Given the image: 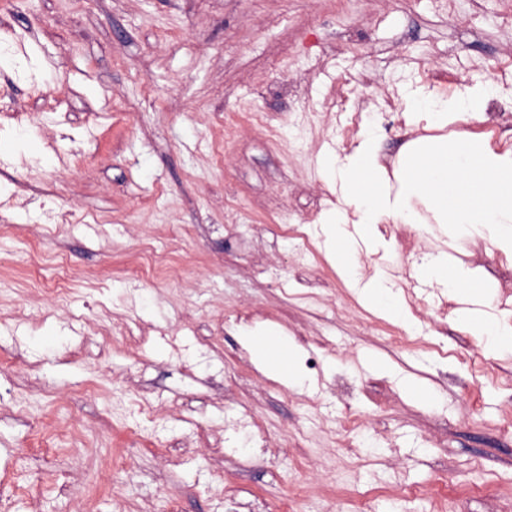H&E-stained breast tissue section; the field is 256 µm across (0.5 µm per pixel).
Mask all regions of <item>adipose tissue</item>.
<instances>
[{
    "label": "adipose tissue",
    "mask_w": 512,
    "mask_h": 512,
    "mask_svg": "<svg viewBox=\"0 0 512 512\" xmlns=\"http://www.w3.org/2000/svg\"><path fill=\"white\" fill-rule=\"evenodd\" d=\"M495 93L492 80L482 78L458 86L447 97L414 85L404 86L400 96L410 118L424 115L440 125L452 114L483 115ZM377 141L376 129L367 127L354 151L331 160L325 169L344 204L324 215L323 244L338 258L344 275H351L360 248L378 247V226L388 218L397 224H419L428 215L448 240L477 238L512 254V151L499 154L474 139H418L388 179L380 174ZM361 176L371 180V193L357 191ZM417 271L452 296L472 275L464 265L448 266L433 253L422 258ZM358 292L380 315L406 320L400 296L387 277L375 275Z\"/></svg>",
    "instance_id": "1"
}]
</instances>
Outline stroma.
Segmentation results:
<instances>
[{
	"label": "stroma",
	"instance_id": "stroma-1",
	"mask_svg": "<svg viewBox=\"0 0 512 512\" xmlns=\"http://www.w3.org/2000/svg\"><path fill=\"white\" fill-rule=\"evenodd\" d=\"M509 15L512 0H0V512H279L297 483L294 512H512V354L400 275L413 253L456 256L476 271L464 296L491 290L512 324V257L381 225L354 276L385 272L406 326L344 281L319 223L355 113L389 169L418 138L512 149ZM483 76V117L407 124L401 83L447 95ZM246 329L277 331L273 360L308 390L258 371ZM243 413L261 446L232 437Z\"/></svg>",
	"mask_w": 512,
	"mask_h": 512
}]
</instances>
